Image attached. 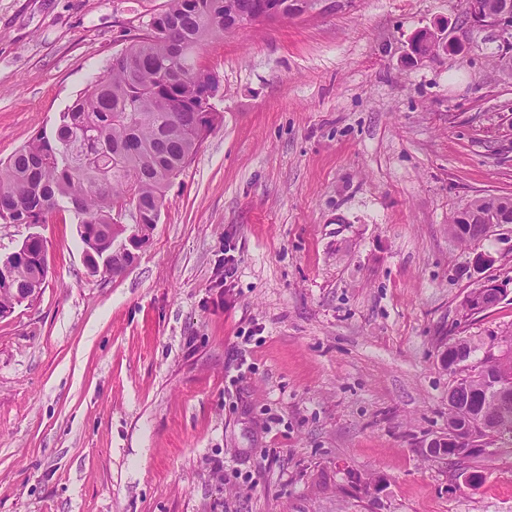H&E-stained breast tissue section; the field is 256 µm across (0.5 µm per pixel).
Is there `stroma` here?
Instances as JSON below:
<instances>
[{
	"mask_svg": "<svg viewBox=\"0 0 512 512\" xmlns=\"http://www.w3.org/2000/svg\"><path fill=\"white\" fill-rule=\"evenodd\" d=\"M164 0H0V159L52 129ZM431 31L444 52L415 55ZM461 0H349L236 30L198 66L221 118L119 277L73 214L0 224L46 246L0 317V512H512V451L471 487L442 342L512 334V60ZM238 259L224 278V250ZM493 266L475 265L477 253ZM504 290L468 315L477 284ZM507 200H508V198H500V197H482V198L475 199L468 206L476 209L477 211H483V212H488V213L467 212L461 216V218L465 222L468 223V224H466L467 226H470V224H473V225H471V226H473V231L466 238L457 236V233L455 231L456 230L455 224H457V219H456V216L454 215L451 218V221L449 224L450 231H451L452 235L457 237L459 240H461L463 242L471 243L473 241L480 240V232L475 228L477 226L476 224L482 225V232H481L482 236L486 235V233L488 232L489 228L492 225L512 224V221L510 222V220H509V216H508L507 212L493 211V210H498V209L502 208L503 202H505ZM489 211H491V212H489Z\"/></svg>",
	"mask_w": 512,
	"mask_h": 512,
	"instance_id": "35a3bbf8",
	"label": "stroma"
}]
</instances>
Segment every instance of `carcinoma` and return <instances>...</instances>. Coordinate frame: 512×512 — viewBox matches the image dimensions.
Returning <instances> with one entry per match:
<instances>
[{"instance_id": "obj_1", "label": "carcinoma", "mask_w": 512, "mask_h": 512, "mask_svg": "<svg viewBox=\"0 0 512 512\" xmlns=\"http://www.w3.org/2000/svg\"><path fill=\"white\" fill-rule=\"evenodd\" d=\"M165 0L143 34L89 84L55 129L0 161V223L43 224L55 210L73 213L79 224L86 261L93 270L108 256L117 268L129 255L112 250L125 233L121 212L137 208L141 224H156L164 190L196 155L219 119L213 105L218 81L197 66L198 51L221 38L244 16L257 17L269 6L288 13L291 0ZM500 197L477 198L469 207L489 212L502 208ZM42 241L25 240L19 251L0 261V308L13 303L10 288H36L44 275ZM477 365L491 367L512 382V357L487 353ZM486 405L475 383L448 408V424H462L468 413ZM455 470L473 471L482 453H445Z\"/></svg>"}]
</instances>
